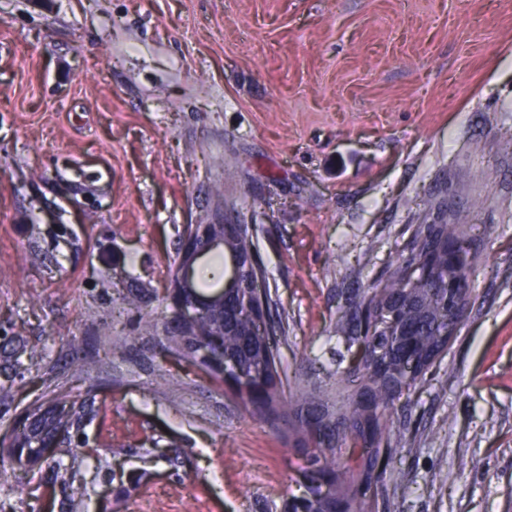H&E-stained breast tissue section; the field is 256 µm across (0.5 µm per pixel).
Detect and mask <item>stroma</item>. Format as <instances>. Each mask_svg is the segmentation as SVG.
<instances>
[{"label": "stroma", "instance_id": "1", "mask_svg": "<svg viewBox=\"0 0 512 512\" xmlns=\"http://www.w3.org/2000/svg\"><path fill=\"white\" fill-rule=\"evenodd\" d=\"M220 201L295 393L336 389L342 296L419 215L466 223L468 313L398 401L371 495L512 512V0H0V512L298 494L302 457L158 330L182 232ZM58 394L87 401L79 427L16 461L23 411Z\"/></svg>", "mask_w": 512, "mask_h": 512}]
</instances>
